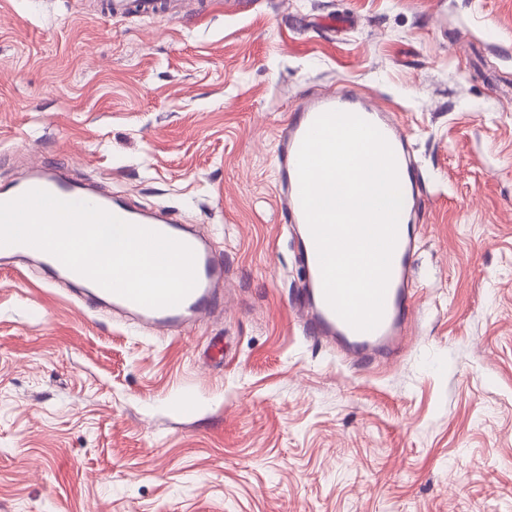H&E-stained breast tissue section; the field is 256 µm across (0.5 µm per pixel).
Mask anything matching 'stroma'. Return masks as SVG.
Segmentation results:
<instances>
[{"instance_id": "1", "label": "stroma", "mask_w": 512, "mask_h": 512, "mask_svg": "<svg viewBox=\"0 0 512 512\" xmlns=\"http://www.w3.org/2000/svg\"><path fill=\"white\" fill-rule=\"evenodd\" d=\"M195 7L0 0V185L66 166L225 269L172 333L0 270V512H512V0ZM341 88L394 115L426 186L404 352L364 371L302 332L276 204L282 127ZM103 8L107 11L108 14L115 17H124L129 14L131 11L139 10L147 11L154 9H159L160 5L155 1H135V0H104Z\"/></svg>"}]
</instances>
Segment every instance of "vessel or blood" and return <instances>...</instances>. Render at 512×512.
Listing matches in <instances>:
<instances>
[{
    "mask_svg": "<svg viewBox=\"0 0 512 512\" xmlns=\"http://www.w3.org/2000/svg\"><path fill=\"white\" fill-rule=\"evenodd\" d=\"M157 7L156 0H105L104 3L107 13L115 17L125 16L137 9L147 11ZM331 110L353 113L372 123L384 135L393 151L403 149L406 141L404 131L389 114L356 96L333 92L299 104L293 118L283 130L284 147L280 163L287 189L280 204L300 224L305 223L306 217L300 200L297 173L298 151L314 120L320 114ZM31 189H43L64 200L94 204L130 223L173 238H181L182 242L190 246L195 253L196 286L180 304L165 308H148L139 305L107 291L72 270H65V280L80 286L78 300L88 309H96L99 302L106 301L112 308L133 315L144 327L161 331L202 318L214 308L217 297L213 285L223 280L224 265L200 238L191 234H180L174 217L160 212L132 208L112 199L110 195L99 191L96 187L77 184L61 171L47 166L34 167L21 181L12 186L0 188V201L14 199ZM413 255L414 240L409 233V214L404 211L399 218L398 238L391 261L382 320L374 330L358 331L343 321L326 302L315 243L311 234H304L302 259L308 272L309 304L302 309L301 315L307 336L324 343L341 340L347 350L356 353L358 362L363 365L372 364L381 357L397 356L400 352L402 329L410 318L409 281Z\"/></svg>",
    "mask_w": 512,
    "mask_h": 512,
    "instance_id": "vessel-or-blood-1",
    "label": "vessel or blood"
}]
</instances>
